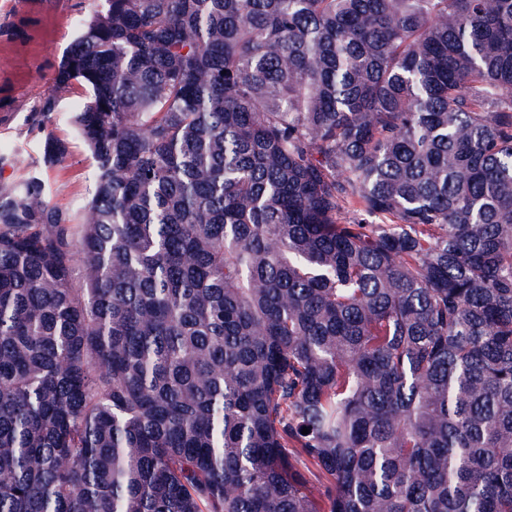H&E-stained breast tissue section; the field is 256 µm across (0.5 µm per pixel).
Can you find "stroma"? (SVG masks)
I'll list each match as a JSON object with an SVG mask.
<instances>
[{"mask_svg":"<svg viewBox=\"0 0 512 512\" xmlns=\"http://www.w3.org/2000/svg\"><path fill=\"white\" fill-rule=\"evenodd\" d=\"M95 7V0H0V186L39 173L47 199L78 212L92 190L90 154L70 122L80 99L54 92L66 47ZM56 93L55 111L42 110ZM65 148L59 162L45 157L47 137Z\"/></svg>","mask_w":512,"mask_h":512,"instance_id":"obj_1","label":"stroma"}]
</instances>
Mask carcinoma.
Returning <instances> with one entry per match:
<instances>
[{"mask_svg": "<svg viewBox=\"0 0 512 512\" xmlns=\"http://www.w3.org/2000/svg\"><path fill=\"white\" fill-rule=\"evenodd\" d=\"M55 84L0 512H512V0H100Z\"/></svg>", "mask_w": 512, "mask_h": 512, "instance_id": "carcinoma-1", "label": "carcinoma"}]
</instances>
